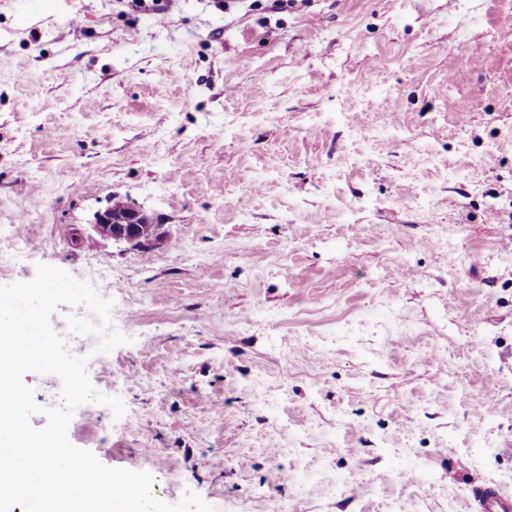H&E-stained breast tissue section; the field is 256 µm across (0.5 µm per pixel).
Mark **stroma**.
Returning <instances> with one entry per match:
<instances>
[{
    "instance_id": "1",
    "label": "stroma",
    "mask_w": 512,
    "mask_h": 512,
    "mask_svg": "<svg viewBox=\"0 0 512 512\" xmlns=\"http://www.w3.org/2000/svg\"><path fill=\"white\" fill-rule=\"evenodd\" d=\"M78 27H71V20ZM115 197L164 239L89 237ZM94 282L68 438L215 512L512 494V0H0V227ZM214 7L219 10L223 11L224 13L232 11L234 9H248L253 10L257 7H262L263 3L264 7L263 10L279 13V12H285L288 11V8H293L299 0H253V1H245V0H215Z\"/></svg>"
}]
</instances>
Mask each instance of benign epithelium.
<instances>
[{"instance_id": "benign-epithelium-1", "label": "benign epithelium", "mask_w": 512, "mask_h": 512, "mask_svg": "<svg viewBox=\"0 0 512 512\" xmlns=\"http://www.w3.org/2000/svg\"><path fill=\"white\" fill-rule=\"evenodd\" d=\"M146 213L147 210L128 199L114 198L93 214L89 227L94 235L115 244L146 247L162 238V225L155 223L143 228L139 218Z\"/></svg>"}]
</instances>
